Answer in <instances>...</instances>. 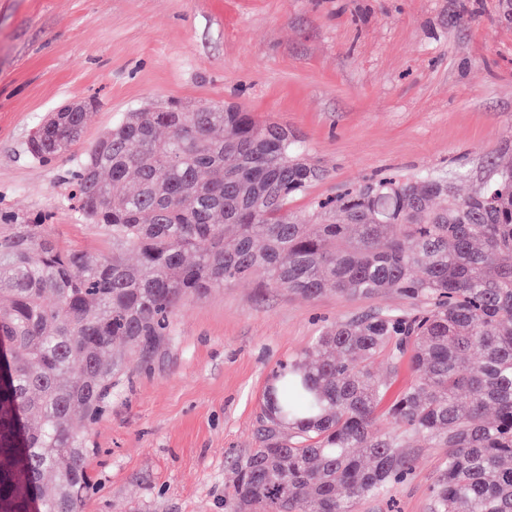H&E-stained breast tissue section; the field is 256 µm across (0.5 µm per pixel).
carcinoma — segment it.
Listing matches in <instances>:
<instances>
[{"label": "carcinoma", "instance_id": "carcinoma-1", "mask_svg": "<svg viewBox=\"0 0 512 512\" xmlns=\"http://www.w3.org/2000/svg\"><path fill=\"white\" fill-rule=\"evenodd\" d=\"M87 117L51 115L29 153L62 157ZM323 176L286 127L169 105L127 113L73 171L74 210L112 253L3 216L0 512H81L90 448L72 413L99 417L120 371L112 342L144 357L185 298L252 277L309 298L393 289L411 306L340 321L273 372L231 512H356L422 448L448 449L429 512H512V165L471 196L423 172L291 212Z\"/></svg>", "mask_w": 512, "mask_h": 512}]
</instances>
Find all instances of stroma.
Returning <instances> with one entry per match:
<instances>
[{
  "label": "stroma",
  "instance_id": "obj_1",
  "mask_svg": "<svg viewBox=\"0 0 512 512\" xmlns=\"http://www.w3.org/2000/svg\"><path fill=\"white\" fill-rule=\"evenodd\" d=\"M172 100L234 103L295 134L326 171L292 202L301 214L385 176L432 172L466 195L512 160V24L498 0H0V213L97 244L63 204L70 172L125 113ZM67 103L90 106L82 139L36 161L30 136ZM408 304L243 280L187 299L146 358L114 344L105 411L73 415L92 450L83 512H225L273 369L336 322ZM445 455L421 449L358 512H428Z\"/></svg>",
  "mask_w": 512,
  "mask_h": 512
}]
</instances>
